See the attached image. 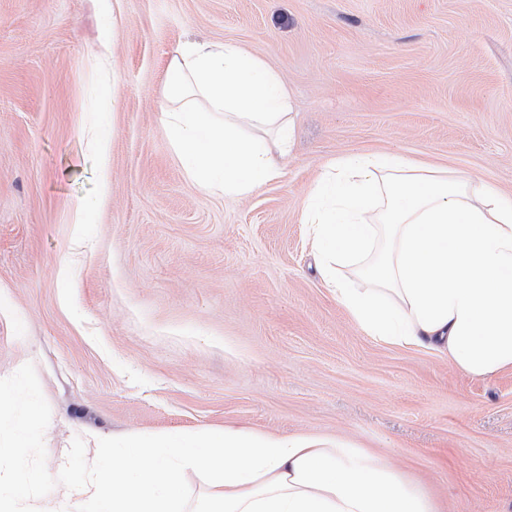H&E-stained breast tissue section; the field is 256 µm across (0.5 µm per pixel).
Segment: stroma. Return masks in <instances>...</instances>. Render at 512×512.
I'll list each match as a JSON object with an SVG mask.
<instances>
[{"mask_svg": "<svg viewBox=\"0 0 512 512\" xmlns=\"http://www.w3.org/2000/svg\"><path fill=\"white\" fill-rule=\"evenodd\" d=\"M194 40L294 97L284 174L252 195L204 190L170 145ZM385 151L512 194V0H0V382L23 367L42 432L20 471L111 460L91 434L231 427L339 438L441 512H512V369L367 336L301 222L328 160Z\"/></svg>", "mask_w": 512, "mask_h": 512, "instance_id": "35a3bbf8", "label": "stroma"}]
</instances>
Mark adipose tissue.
Wrapping results in <instances>:
<instances>
[{"instance_id":"1","label":"adipose tissue","mask_w":512,"mask_h":512,"mask_svg":"<svg viewBox=\"0 0 512 512\" xmlns=\"http://www.w3.org/2000/svg\"><path fill=\"white\" fill-rule=\"evenodd\" d=\"M164 121L187 176L246 197L280 178L294 101L268 60L233 43L191 42L172 58ZM326 282L361 330L447 356L478 378L512 368V197L395 152L336 158L302 216ZM357 267L366 287L333 275ZM0 388V462L15 461L37 411ZM112 467L59 466L61 498L23 512H179L189 474L206 472L205 512H439L432 496L373 454L318 436L240 430L131 434Z\"/></svg>"}]
</instances>
